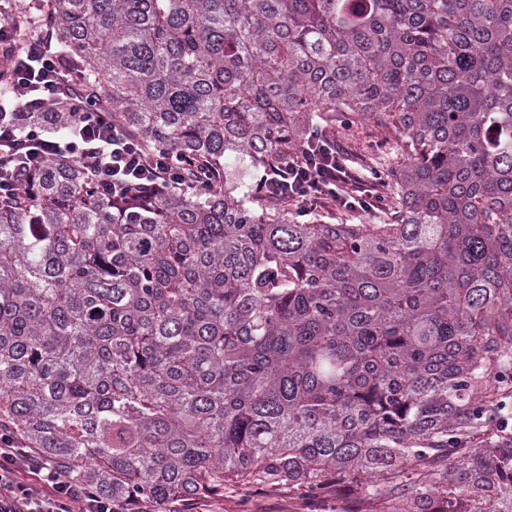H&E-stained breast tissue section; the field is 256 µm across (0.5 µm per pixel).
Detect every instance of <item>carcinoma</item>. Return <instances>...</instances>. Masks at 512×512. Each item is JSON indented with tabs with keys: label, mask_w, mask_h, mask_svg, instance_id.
Segmentation results:
<instances>
[{
	"label": "carcinoma",
	"mask_w": 512,
	"mask_h": 512,
	"mask_svg": "<svg viewBox=\"0 0 512 512\" xmlns=\"http://www.w3.org/2000/svg\"><path fill=\"white\" fill-rule=\"evenodd\" d=\"M71 82L180 184L65 156L0 197V423L118 512L224 485L512 512V0H47ZM20 53L0 49V90ZM396 144L377 224L246 189L313 131Z\"/></svg>",
	"instance_id": "1"
}]
</instances>
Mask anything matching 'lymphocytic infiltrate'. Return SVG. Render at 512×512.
Masks as SVG:
<instances>
[{
    "label": "lymphocytic infiltrate",
    "instance_id": "f902f5d3",
    "mask_svg": "<svg viewBox=\"0 0 512 512\" xmlns=\"http://www.w3.org/2000/svg\"><path fill=\"white\" fill-rule=\"evenodd\" d=\"M11 2L0 0V39L18 43L28 57L13 84L20 99L17 109L38 112L43 102L60 94L64 62L50 40L23 38ZM75 127L78 138L64 142L38 123L0 122V195L16 190L21 172L41 168L61 153L90 169L103 195L176 183L184 176L172 157L148 154L111 113L79 109ZM259 189L268 197H288L306 215L336 208L370 214L382 206L376 186L356 173L348 154L327 134L311 136L274 174L261 177ZM0 512H112V502L67 480L12 431L0 428Z\"/></svg>",
    "mask_w": 512,
    "mask_h": 512
}]
</instances>
